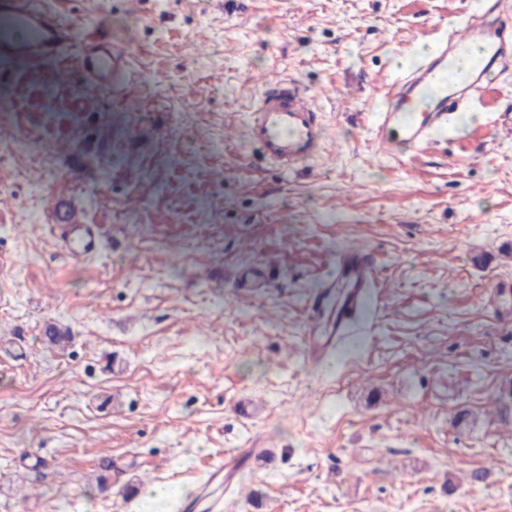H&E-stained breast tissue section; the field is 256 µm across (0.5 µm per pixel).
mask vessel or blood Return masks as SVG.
Segmentation results:
<instances>
[{
    "label": "vessel or blood",
    "instance_id": "obj_1",
    "mask_svg": "<svg viewBox=\"0 0 512 512\" xmlns=\"http://www.w3.org/2000/svg\"><path fill=\"white\" fill-rule=\"evenodd\" d=\"M72 0H0V12L10 22L0 30V48L28 58L57 60L68 46L84 80L102 90L122 93L134 83L132 43L110 36L97 26L70 21ZM481 43L484 57L475 74L434 97L426 92L437 84L448 61L472 43ZM512 68V30L499 22L466 23L463 33L438 40L432 53L406 71L386 94L387 104L375 115L373 142L377 151L392 155L400 146L419 148L436 128L445 126L454 112L470 105L484 89L485 75ZM325 124L309 96L284 78L272 79L245 123V142L261 158L281 170L293 171L319 155L325 145ZM56 229L70 258L96 248L89 226L70 211L58 212ZM374 253L364 247L337 250L336 264L305 307L309 318L303 349L309 367H320L347 335L357 315L370 302L369 290L377 276ZM256 447L236 448L208 478L209 485L232 486L241 470L259 455Z\"/></svg>",
    "mask_w": 512,
    "mask_h": 512
}]
</instances>
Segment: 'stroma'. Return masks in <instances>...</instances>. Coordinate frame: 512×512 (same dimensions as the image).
<instances>
[{"instance_id":"35a3bbf8","label":"stroma","mask_w":512,"mask_h":512,"mask_svg":"<svg viewBox=\"0 0 512 512\" xmlns=\"http://www.w3.org/2000/svg\"><path fill=\"white\" fill-rule=\"evenodd\" d=\"M483 5L151 0L136 20L75 0L133 40L146 117L39 59L10 91L27 146L0 150V512H136L151 486L172 512L250 442L268 454L224 512H512V303L490 299L512 282V69L411 158L370 134L385 91ZM274 74L328 128L294 172L224 137ZM62 207L96 229L82 261ZM348 245L377 253L378 309L315 370L305 296ZM268 260L276 280L240 290Z\"/></svg>"}]
</instances>
